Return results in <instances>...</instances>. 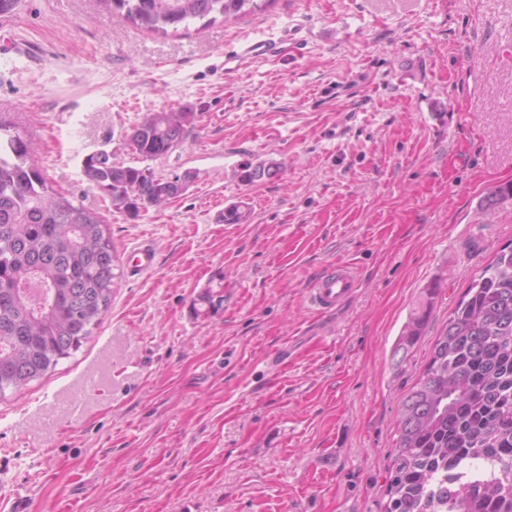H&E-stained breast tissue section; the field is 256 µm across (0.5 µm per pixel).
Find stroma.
<instances>
[{
  "instance_id": "stroma-1",
  "label": "stroma",
  "mask_w": 512,
  "mask_h": 512,
  "mask_svg": "<svg viewBox=\"0 0 512 512\" xmlns=\"http://www.w3.org/2000/svg\"><path fill=\"white\" fill-rule=\"evenodd\" d=\"M268 40L278 57L225 73L241 44ZM185 106L183 143L151 163L183 189L128 220L85 162L139 165L132 127ZM0 117L57 189L104 215L115 255L92 335L0 397V481L28 512H385L400 401L512 243V205L482 208L512 182V0H263L168 35L98 0H20L0 18ZM246 163L279 173L245 184ZM241 200L245 223L216 221ZM141 240L157 268L134 279ZM337 262L361 287L312 313L303 293ZM437 291L438 288L431 285L424 288V304L419 311L411 314L408 321L405 323L400 335L394 343L392 349L393 356H397L399 353H402V358L406 356L418 337L421 336L428 315L431 313L432 307L434 306Z\"/></svg>"
}]
</instances>
